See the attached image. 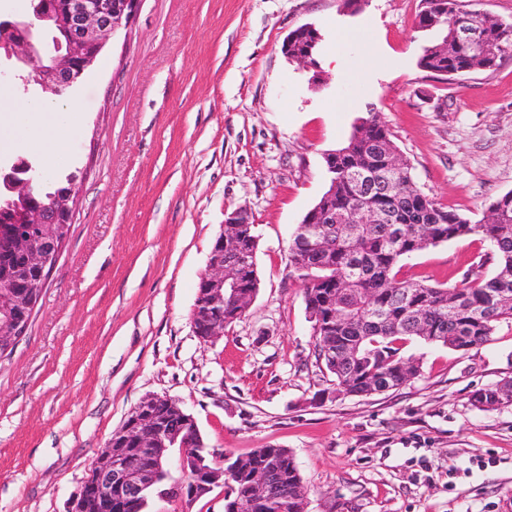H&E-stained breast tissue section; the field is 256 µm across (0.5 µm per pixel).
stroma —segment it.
Listing matches in <instances>:
<instances>
[{
  "mask_svg": "<svg viewBox=\"0 0 512 512\" xmlns=\"http://www.w3.org/2000/svg\"><path fill=\"white\" fill-rule=\"evenodd\" d=\"M420 0H141L69 92L77 129L50 178L77 177L69 237L26 334L0 358V512H68L98 448L146 394L170 396L206 447L290 449L306 512H512V323L462 353L410 344L421 377L331 396L288 247L327 190L323 155L374 111L416 188L471 221L512 191V58L458 79L417 65ZM316 28L320 84L288 61ZM341 30L361 37L337 44ZM346 61L338 67L333 49ZM246 210L260 288L217 339L190 314L227 214ZM480 236L429 247L402 276L492 275ZM471 403L483 410H494L512 404V380L489 385L471 395Z\"/></svg>",
  "mask_w": 512,
  "mask_h": 512,
  "instance_id": "35a3bbf8",
  "label": "stroma"
}]
</instances>
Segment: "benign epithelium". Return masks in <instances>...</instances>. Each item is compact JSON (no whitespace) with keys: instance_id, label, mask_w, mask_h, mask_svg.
Returning <instances> with one entry per match:
<instances>
[{"instance_id":"7a95c632","label":"benign epithelium","mask_w":512,"mask_h":512,"mask_svg":"<svg viewBox=\"0 0 512 512\" xmlns=\"http://www.w3.org/2000/svg\"><path fill=\"white\" fill-rule=\"evenodd\" d=\"M140 0H67L64 10L54 12L40 0L32 3L31 14L22 17H0V32L12 36L9 43L15 59L13 75L31 69L42 88L54 95L67 94L78 79L96 63L108 40L130 26ZM51 20L66 34L65 44L56 52L34 59L33 41L37 36L32 19ZM467 42L471 49L483 52L485 37L480 31L458 26L453 31V47ZM45 174L24 157L18 158L4 173L10 194L20 200L34 197ZM77 194L70 183L60 195L49 202H34L22 215V223L41 230L38 236L17 232L13 250L24 258L25 265L41 274L45 284L56 267L63 244L53 230L55 224L73 220ZM249 223L245 211H236L224 221L222 230L210 251L207 269L200 277L190 323L195 336L210 341L224 335V298L240 296V265L225 259L235 252L228 242L234 225ZM26 333L11 312L0 314V344L17 342ZM135 443L148 450L145 463L134 466L124 445ZM224 454L200 449L198 425L179 401L158 394H149L133 409L130 421L117 428L98 450L70 512H112V489L117 488L129 501L146 499L158 485L172 477V469L181 473L163 495L191 502L231 480Z\"/></svg>"}]
</instances>
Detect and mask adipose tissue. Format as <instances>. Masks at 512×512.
<instances>
[{"label": "adipose tissue", "mask_w": 512, "mask_h": 512, "mask_svg": "<svg viewBox=\"0 0 512 512\" xmlns=\"http://www.w3.org/2000/svg\"><path fill=\"white\" fill-rule=\"evenodd\" d=\"M80 111V103L74 100L33 104L0 95V113L6 114L9 121L28 127L26 150L42 153L51 162L65 155Z\"/></svg>", "instance_id": "1"}]
</instances>
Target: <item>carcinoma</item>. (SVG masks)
Here are the masks:
<instances>
[{
  "label": "carcinoma",
  "instance_id": "cac0c4a2",
  "mask_svg": "<svg viewBox=\"0 0 512 512\" xmlns=\"http://www.w3.org/2000/svg\"><path fill=\"white\" fill-rule=\"evenodd\" d=\"M448 9L446 22L437 26L439 39L427 46L418 66L433 73L458 76L490 69L512 57V22L494 19L483 28L489 51L476 54L461 46L444 56L438 47L452 36L451 22L464 19L482 25L488 17L462 9L460 0H433L429 10ZM397 151L380 113L359 119L347 142L326 160L330 186L336 187V223L328 224L322 203L304 217L289 245L291 264L304 284L306 309L316 313L313 331L316 352L333 376L334 392L369 396L396 390L422 375L419 358L402 354L409 341L442 345L466 352L493 335L497 325L512 321V312L500 301L512 297V191L493 200L492 220L475 224L424 195L414 185L412 167L406 163L377 182L370 191L346 175L361 163L377 175L385 171L389 152ZM26 203L14 199L0 177V304L10 295L37 282L24 270L23 259L6 243L14 221ZM370 209L386 219L364 224ZM480 234L492 246L495 271L462 288H443L399 277L401 261L429 246ZM235 256L241 261L240 295L257 293L260 277L256 265L257 235L254 225L241 224L235 234ZM347 346L358 349L349 363L341 355ZM483 410L512 404V380L489 385L471 395ZM238 476L226 491L224 512H302L305 485L292 453L286 448H257L231 458ZM274 468L276 491L251 486L247 476L260 467Z\"/></svg>",
  "mask_w": 512,
  "mask_h": 512
}]
</instances>
